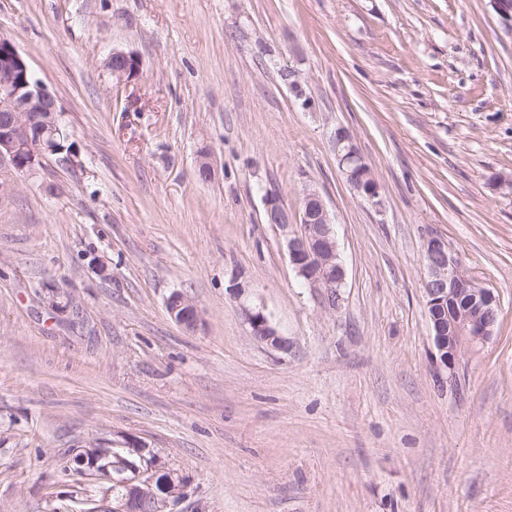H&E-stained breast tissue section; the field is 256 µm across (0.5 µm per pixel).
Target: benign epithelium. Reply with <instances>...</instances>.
Returning a JSON list of instances; mask_svg holds the SVG:
<instances>
[{
	"instance_id": "obj_1",
	"label": "benign epithelium",
	"mask_w": 512,
	"mask_h": 512,
	"mask_svg": "<svg viewBox=\"0 0 512 512\" xmlns=\"http://www.w3.org/2000/svg\"><path fill=\"white\" fill-rule=\"evenodd\" d=\"M118 81L138 72L134 55L114 50L105 63ZM66 138L62 113L52 92L35 78L26 59L8 39H0V165L17 171H29L46 155H59V141ZM336 159L346 181L373 202L378 198L377 184L366 162L359 155L351 135L336 129ZM301 230L290 233L288 215L270 201L269 223L277 226L284 237L289 261L312 288L330 298L331 285L346 284V270L340 260L334 222L320 193H304ZM427 269L424 297L428 312L445 308L451 296H465L468 303L458 310L453 322L429 320L437 355L435 361L454 373L458 356L467 346L485 343L494 335L500 303L494 291L480 285L464 270L459 258L439 236H430L423 244ZM169 316L179 326L193 330L201 320L196 304L180 292L166 300ZM252 337L271 348L283 349L286 340L260 307L242 305ZM146 445L130 438L125 448L115 450L90 442L74 455L77 472L96 481L101 495L95 512H143L151 501L163 507L177 504L183 495V480L177 474L157 470L147 476L134 461L142 456Z\"/></svg>"
}]
</instances>
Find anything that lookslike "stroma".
<instances>
[{"label":"stroma","instance_id":"35a3bbf8","mask_svg":"<svg viewBox=\"0 0 512 512\" xmlns=\"http://www.w3.org/2000/svg\"><path fill=\"white\" fill-rule=\"evenodd\" d=\"M1 37L76 163L0 166V512H64L77 449L130 437L184 479L173 512H512V24L489 0H0ZM115 49L139 62L119 84ZM310 188L347 272L333 310L266 216L299 224ZM431 235L500 302L452 376ZM235 281L287 349L251 337ZM334 145L336 159L346 181L356 190L363 192L368 201L378 202V200L375 201L379 196L377 184L371 172L365 171L367 163L359 155L351 135L345 129H337ZM359 165L362 167L361 172L356 170V166ZM173 299L167 298L166 310L179 326L186 330H194L201 320L196 304L180 292H173Z\"/></svg>","mask_w":512,"mask_h":512}]
</instances>
